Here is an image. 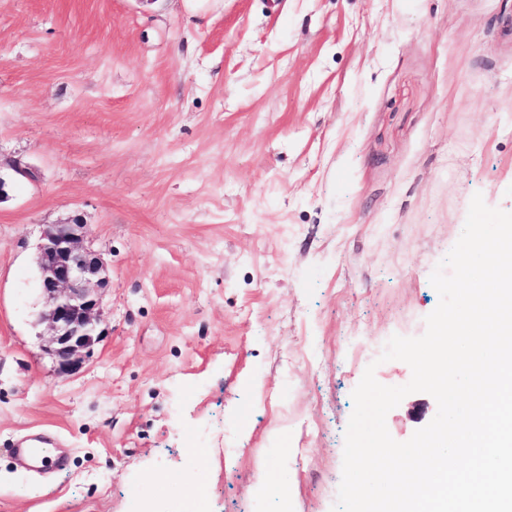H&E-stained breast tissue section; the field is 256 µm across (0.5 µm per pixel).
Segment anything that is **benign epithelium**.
Wrapping results in <instances>:
<instances>
[{
	"label": "benign epithelium",
	"mask_w": 512,
	"mask_h": 512,
	"mask_svg": "<svg viewBox=\"0 0 512 512\" xmlns=\"http://www.w3.org/2000/svg\"><path fill=\"white\" fill-rule=\"evenodd\" d=\"M12 176L0 174V200L16 178L34 173L14 162ZM39 283L45 300L42 319L48 326L49 354L61 375L77 373L104 335L103 306L110 267L94 249L87 225L79 218L50 224L36 254Z\"/></svg>",
	"instance_id": "benign-epithelium-1"
}]
</instances>
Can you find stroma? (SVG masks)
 Instances as JSON below:
<instances>
[{"label":"stroma","instance_id":"35a3bbf8","mask_svg":"<svg viewBox=\"0 0 512 512\" xmlns=\"http://www.w3.org/2000/svg\"><path fill=\"white\" fill-rule=\"evenodd\" d=\"M0 161L34 172L0 200V512H331L366 368L410 381L379 357L472 197L512 212V0H0ZM76 215L111 276L61 376L35 254ZM30 430L64 469H16Z\"/></svg>","mask_w":512,"mask_h":512}]
</instances>
